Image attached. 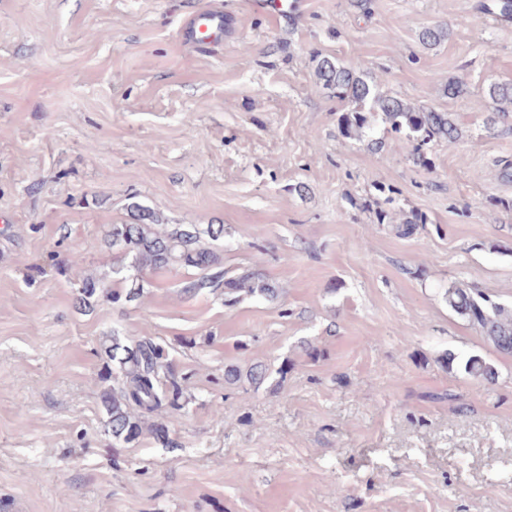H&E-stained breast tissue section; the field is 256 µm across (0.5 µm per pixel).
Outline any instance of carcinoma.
I'll list each match as a JSON object with an SVG mask.
<instances>
[{"label":"carcinoma","instance_id":"obj_1","mask_svg":"<svg viewBox=\"0 0 512 512\" xmlns=\"http://www.w3.org/2000/svg\"><path fill=\"white\" fill-rule=\"evenodd\" d=\"M450 35V27L432 25L419 34L422 45L432 47ZM314 73L324 88L336 99L350 100L357 110L339 118L342 136L362 140L368 137L375 122L400 134L412 147L414 162L432 167L424 147L431 142H457L462 131L450 112L413 107L401 99L379 92L375 85L352 63L329 56L315 58ZM494 107L487 113L489 126L512 115V83H492L486 89ZM134 217L131 223L110 224L104 242L121 259L130 260L134 273L119 275L117 288L94 273L82 271V259L71 261L75 276L72 282V304L79 312H90L101 301L128 303L143 295L146 271L171 272L184 269L190 276L180 283L182 295L193 298L221 292L224 304L234 306L255 296L275 300L280 288L257 269H244L236 274L224 270L222 251L216 242L224 239L222 224H165L154 210L138 203L129 204ZM448 307L465 318L484 335L498 351L512 353V304L493 300L477 288L451 284L444 291ZM102 379L108 387L101 395L106 412L105 429L112 444L131 443L144 435L170 446L167 425L155 418L163 411H178L185 403L180 378L170 358L169 347L151 337L132 339L118 332L103 337L100 343ZM443 366L452 372L486 382L496 381L497 369L478 354L460 357L445 354ZM246 378L259 389L269 378V368L250 364L247 371L231 366L224 371V382L232 385Z\"/></svg>","mask_w":512,"mask_h":512}]
</instances>
